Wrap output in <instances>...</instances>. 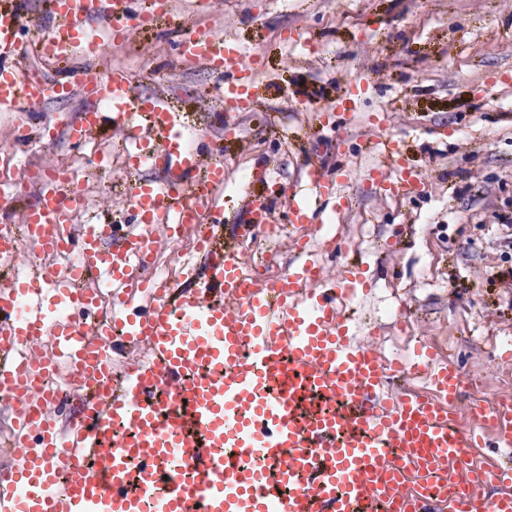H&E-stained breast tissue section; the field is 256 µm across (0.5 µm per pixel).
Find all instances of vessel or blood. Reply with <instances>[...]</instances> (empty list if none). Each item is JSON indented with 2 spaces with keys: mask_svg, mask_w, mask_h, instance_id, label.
I'll list each match as a JSON object with an SVG mask.
<instances>
[{
  "mask_svg": "<svg viewBox=\"0 0 512 512\" xmlns=\"http://www.w3.org/2000/svg\"><path fill=\"white\" fill-rule=\"evenodd\" d=\"M58 22L38 42L45 60L99 54L141 27L145 10L125 0H53ZM20 13L0 9V110L22 111L89 84L95 105L67 128L85 140L102 123L133 137L135 167L165 172L132 189L134 225L65 224L80 207L76 183L42 186L22 222L27 243L68 254L70 266L16 275L0 288V395L15 399L10 471L0 481V512H512V464L495 475L507 490L480 492L488 472L457 463L482 447L480 427L512 447V402L475 399L477 430L450 414L464 385L451 365L435 366L421 349L414 366L430 373L437 397L397 395L394 368L371 346L352 344L338 303L365 287L359 270L328 283L318 258L276 278L245 270L241 254L218 252L212 225L199 221L200 196L224 184V165L202 164L164 96L136 94L127 72L95 80L32 81L11 61ZM182 58L213 67L221 99L246 100L255 75L236 47L207 33L185 36ZM385 163L392 195L411 197L420 181L398 144ZM309 193L288 198V221L312 219L310 198H333L349 168L328 178L308 166ZM241 235L277 221L272 206L250 202ZM193 229L205 271L183 263L184 283L153 286L143 277L154 231ZM157 290L148 305L142 291ZM126 343H145L143 358L112 380L115 328ZM51 340L49 355L33 346ZM64 371L86 391L68 426L51 407L47 375Z\"/></svg>",
  "mask_w": 512,
  "mask_h": 512,
  "instance_id": "vessel-or-blood-1",
  "label": "vessel or blood"
}]
</instances>
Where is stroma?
<instances>
[{
  "mask_svg": "<svg viewBox=\"0 0 512 512\" xmlns=\"http://www.w3.org/2000/svg\"><path fill=\"white\" fill-rule=\"evenodd\" d=\"M170 0L151 25L92 59L43 66L32 46L48 20L45 0H15L26 51L20 67L44 81L72 69L95 78L120 67L133 74L136 93L164 95L186 123L207 136L224 158L223 239L250 259L267 260L276 276L299 257L288 238L269 244L240 241L247 196H271L272 186L299 188L307 164L332 172L336 122L326 106L348 81L367 76L366 101L350 119V175L341 187L349 207L313 199L318 222L332 225L351 245L328 257L327 238L309 248L328 279L359 262L373 286L345 302L340 316L353 343L372 344L383 360L409 363L422 343L457 366L466 380L456 422L468 427L471 399H512V0ZM233 43L257 70L253 95L229 109L217 80L202 63L180 62L176 43L186 27ZM91 90L48 98L25 112H0L5 171L31 179L27 194L0 205V225L17 224L38 201L36 172L82 161L86 214L78 223L113 224L128 218L124 194L132 178L150 171L114 170L103 155L119 148L118 132L94 133L74 145L64 124L89 106ZM30 141L16 147L18 129ZM396 141L422 184L402 203L386 195L373 168L375 139Z\"/></svg>",
  "mask_w": 512,
  "mask_h": 512,
  "instance_id": "1",
  "label": "stroma"
}]
</instances>
